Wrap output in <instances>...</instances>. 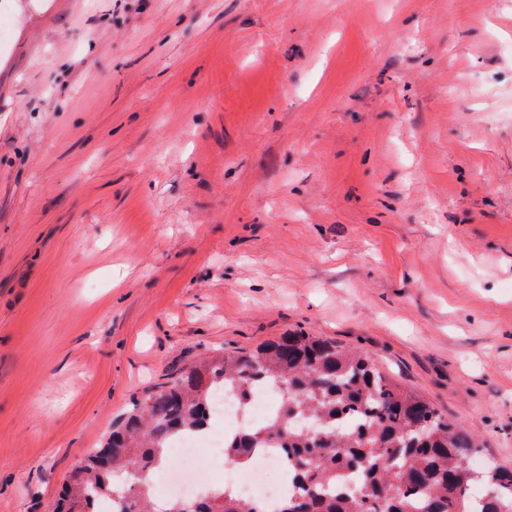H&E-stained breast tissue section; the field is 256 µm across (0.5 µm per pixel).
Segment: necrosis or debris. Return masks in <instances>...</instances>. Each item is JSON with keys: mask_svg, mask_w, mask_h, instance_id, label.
Masks as SVG:
<instances>
[{"mask_svg": "<svg viewBox=\"0 0 512 512\" xmlns=\"http://www.w3.org/2000/svg\"><path fill=\"white\" fill-rule=\"evenodd\" d=\"M276 409L274 392L268 387L256 388L249 404L243 405L233 396L224 398V414L220 421L198 435L180 439L174 448L179 459L177 468L163 471L157 477L159 489L185 497L206 494L211 488L233 482L249 497L272 502L287 495V480L268 481L269 470L285 471L281 449L257 452L248 466L240 467L224 460V441L244 423L271 416Z\"/></svg>", "mask_w": 512, "mask_h": 512, "instance_id": "1", "label": "necrosis or debris"}]
</instances>
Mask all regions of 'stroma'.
I'll use <instances>...</instances> for the list:
<instances>
[{
    "label": "stroma",
    "mask_w": 512,
    "mask_h": 512,
    "mask_svg": "<svg viewBox=\"0 0 512 512\" xmlns=\"http://www.w3.org/2000/svg\"><path fill=\"white\" fill-rule=\"evenodd\" d=\"M512 0H0V512L293 331L512 467Z\"/></svg>",
    "instance_id": "obj_1"
}]
</instances>
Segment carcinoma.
I'll return each instance as SVG.
<instances>
[{"label": "carcinoma", "instance_id": "carcinoma-1", "mask_svg": "<svg viewBox=\"0 0 512 512\" xmlns=\"http://www.w3.org/2000/svg\"><path fill=\"white\" fill-rule=\"evenodd\" d=\"M261 384L282 389L281 410L225 441L224 460L244 465L257 448H282L299 492L273 512H512L508 468L487 469L491 493L472 495L470 433L367 352L302 331L253 351L220 349L149 390L74 469L56 512H96L115 496L120 512H181L175 497L157 507L149 477L172 467L180 435L211 424L220 393L245 403ZM195 512L268 510L219 492L196 499Z\"/></svg>", "mask_w": 512, "mask_h": 512}]
</instances>
